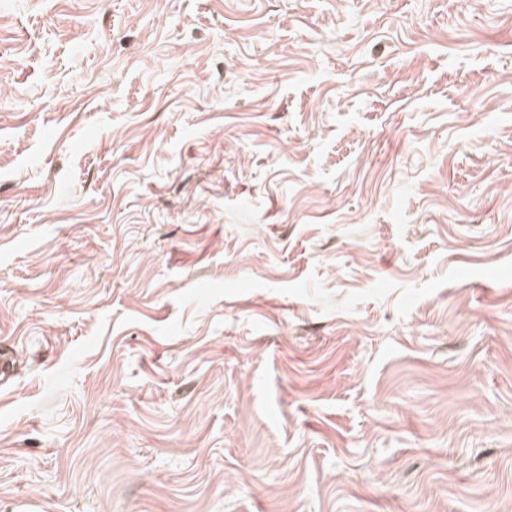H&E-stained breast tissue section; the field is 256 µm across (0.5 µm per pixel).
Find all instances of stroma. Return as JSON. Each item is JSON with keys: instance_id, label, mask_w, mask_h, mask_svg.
Listing matches in <instances>:
<instances>
[{"instance_id": "1", "label": "stroma", "mask_w": 512, "mask_h": 512, "mask_svg": "<svg viewBox=\"0 0 512 512\" xmlns=\"http://www.w3.org/2000/svg\"><path fill=\"white\" fill-rule=\"evenodd\" d=\"M0 42V512H512V0Z\"/></svg>"}]
</instances>
